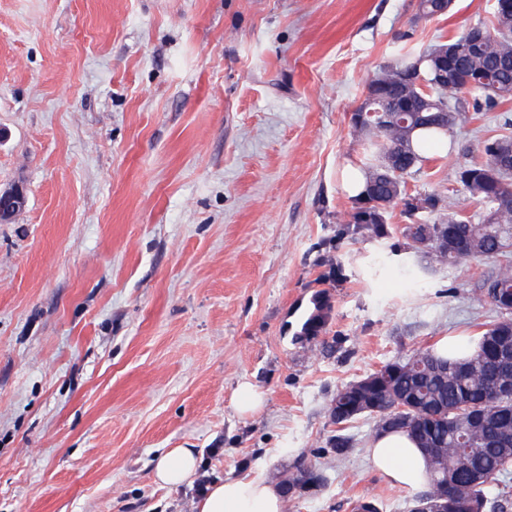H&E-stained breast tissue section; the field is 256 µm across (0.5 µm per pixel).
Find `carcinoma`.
<instances>
[{"label":"carcinoma","instance_id":"cac0c4a2","mask_svg":"<svg viewBox=\"0 0 512 512\" xmlns=\"http://www.w3.org/2000/svg\"><path fill=\"white\" fill-rule=\"evenodd\" d=\"M453 2L418 0V13L426 18L444 16ZM481 27L490 32V39L477 47L468 45L464 31L451 42L420 52L403 46L394 61L382 68L380 83L369 81L367 89L379 103L401 99L408 92L421 115L406 137L392 113H359L361 120L353 122V131L368 140L373 159L365 167L368 180L361 196L354 199L347 223L380 235L386 215L394 207H402L408 218L420 211L431 216L433 224L453 231L455 245L444 261L454 264L474 253L495 261L504 258L474 295L477 302L490 303L493 295L488 285L512 287V262L507 260L512 253V160L500 166L492 153L499 143L512 142V135L485 140L482 161L464 162L456 168L457 182L484 208L479 218L445 206L440 194L411 195L406 189V178L422 168L430 148H446L450 154L455 151L454 130L468 123L471 113L493 110L512 99V17L495 11L490 23ZM478 71L485 72L490 82L476 75ZM502 319L509 323L506 334L494 336L492 326H487L473 350L463 357L451 347L446 355L433 347L413 353L424 363L425 373L401 371L373 394L382 406L398 397L407 406L394 414L385 430L407 434L421 449H447L448 470L427 461L428 489L413 499L416 508L443 492L448 493V512H507L512 505V491L503 484V478L512 472L511 394L499 396L485 407L479 447L469 449L463 461L457 457L456 430L467 423L471 407L490 396L491 380L509 366L497 361V348L512 347V312L499 313L495 323ZM353 403L350 393L336 390L330 416L337 428L361 416L347 410ZM491 488L498 490L493 499L487 496Z\"/></svg>","mask_w":512,"mask_h":512}]
</instances>
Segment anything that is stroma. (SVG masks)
<instances>
[{"instance_id": "stroma-1", "label": "stroma", "mask_w": 512, "mask_h": 512, "mask_svg": "<svg viewBox=\"0 0 512 512\" xmlns=\"http://www.w3.org/2000/svg\"><path fill=\"white\" fill-rule=\"evenodd\" d=\"M495 0H0V512H195L157 457L198 477L296 465L324 486L287 512H409L367 448L376 421L331 422L338 388L496 317L474 302L494 261L454 265L342 218L363 166L350 113L402 33L422 49L489 22ZM512 100L455 133L465 160ZM409 194L481 207L446 150ZM325 326L301 336L315 302ZM247 381L264 397L233 406ZM348 443L332 447L336 433ZM264 403V395L251 383L243 382L236 391L235 407L241 416H249L259 410ZM198 467L192 448H171L160 455L154 466V479L165 486L189 483Z\"/></svg>"}]
</instances>
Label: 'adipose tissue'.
Wrapping results in <instances>:
<instances>
[{"label":"adipose tissue","mask_w":512,"mask_h":512,"mask_svg":"<svg viewBox=\"0 0 512 512\" xmlns=\"http://www.w3.org/2000/svg\"><path fill=\"white\" fill-rule=\"evenodd\" d=\"M374 470L391 485L420 490L426 481V460L421 448L406 434L384 432L373 437L369 446ZM198 467L191 448H172L160 455L154 466V479L165 486L190 482ZM285 499L279 488L265 477L227 478L209 486L197 503L196 512H285Z\"/></svg>","instance_id":"ef3b65f1"}]
</instances>
